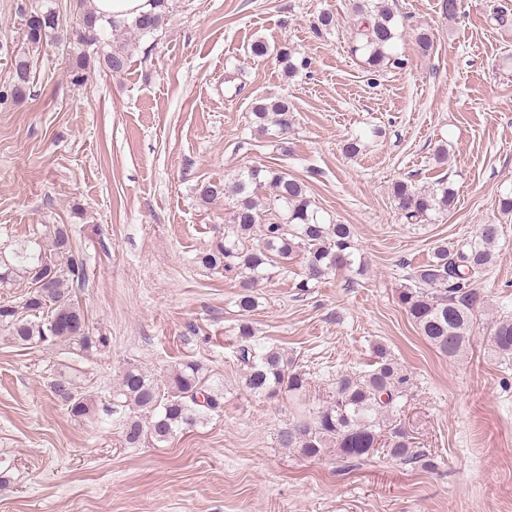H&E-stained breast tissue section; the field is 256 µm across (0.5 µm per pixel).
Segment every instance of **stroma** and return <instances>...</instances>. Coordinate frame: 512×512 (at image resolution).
<instances>
[{
  "instance_id": "35a3bbf8",
  "label": "stroma",
  "mask_w": 512,
  "mask_h": 512,
  "mask_svg": "<svg viewBox=\"0 0 512 512\" xmlns=\"http://www.w3.org/2000/svg\"><path fill=\"white\" fill-rule=\"evenodd\" d=\"M408 21L397 49L408 65L382 75L351 55L348 0H171L157 37L141 39L128 70L94 69L73 85L61 50L35 56L29 97L0 104V241L35 224H71L89 282L78 291L90 326L111 336L108 356L0 339V512H512V364L489 355L479 327L471 358L440 355L397 294L436 244L502 227L479 286L493 312L512 313V0H398ZM324 9L336 28L312 32ZM434 49L421 54L418 27ZM286 45L310 66L287 77L275 56L249 59L255 40ZM287 98L288 135L253 124L256 98ZM360 137L362 150L344 145ZM448 156L437 159V145ZM269 166L301 180L319 211L352 225L364 274L347 269L308 294L302 258L236 305L238 279L196 264L222 236L231 201L200 190L240 167ZM448 178L455 200L428 224L401 218L393 186ZM282 347L306 371L311 403L336 375L368 370L384 345L415 385L407 422L437 470L378 452L347 461L280 447L289 399L251 393L236 364V327ZM186 359L224 386V411L165 447L128 448L109 404L133 363L157 380ZM76 369L95 393L92 419L72 420L49 384Z\"/></svg>"
}]
</instances>
